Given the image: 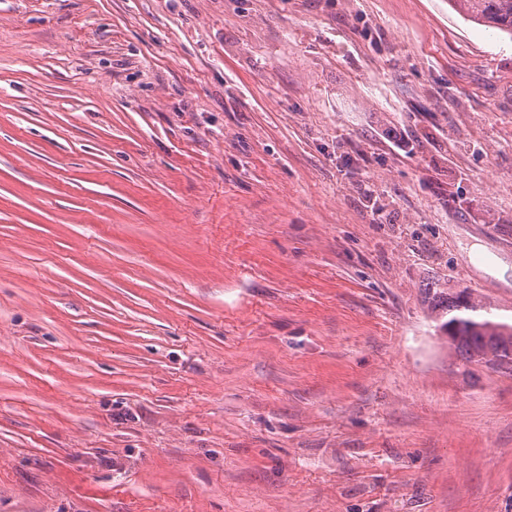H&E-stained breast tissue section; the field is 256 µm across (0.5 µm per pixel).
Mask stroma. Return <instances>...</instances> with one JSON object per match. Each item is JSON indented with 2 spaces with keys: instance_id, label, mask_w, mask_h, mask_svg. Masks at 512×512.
Returning <instances> with one entry per match:
<instances>
[{
  "instance_id": "35a3bbf8",
  "label": "stroma",
  "mask_w": 512,
  "mask_h": 512,
  "mask_svg": "<svg viewBox=\"0 0 512 512\" xmlns=\"http://www.w3.org/2000/svg\"><path fill=\"white\" fill-rule=\"evenodd\" d=\"M512 36L450 0H0V512H512ZM432 289L433 319L437 331L448 337L457 372L469 379L479 369L511 377L512 323L494 318L491 308L476 303L467 289Z\"/></svg>"
}]
</instances>
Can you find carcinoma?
<instances>
[{
	"mask_svg": "<svg viewBox=\"0 0 512 512\" xmlns=\"http://www.w3.org/2000/svg\"><path fill=\"white\" fill-rule=\"evenodd\" d=\"M476 24H489L512 36V0H450ZM437 331L448 337L456 369L473 378L481 369L512 376V323L492 316L466 289L435 288L431 297Z\"/></svg>",
	"mask_w": 512,
	"mask_h": 512,
	"instance_id": "obj_1",
	"label": "carcinoma"
}]
</instances>
